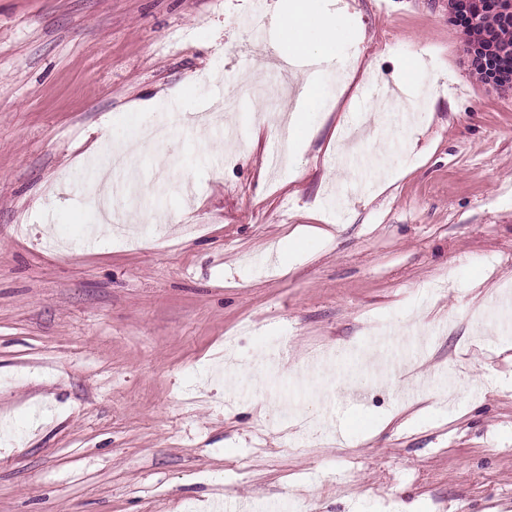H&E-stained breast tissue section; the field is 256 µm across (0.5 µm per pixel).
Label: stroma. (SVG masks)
<instances>
[{
	"label": "stroma",
	"instance_id": "1",
	"mask_svg": "<svg viewBox=\"0 0 512 512\" xmlns=\"http://www.w3.org/2000/svg\"><path fill=\"white\" fill-rule=\"evenodd\" d=\"M317 5L279 171V0H0V512H512V89L441 0ZM159 128L105 230L87 157ZM307 74L300 88L301 109L290 113L287 130L280 132V139L283 143L289 142L292 145L302 141L311 133V128L307 122L306 116L309 109L316 103L320 95V84L314 75Z\"/></svg>",
	"mask_w": 512,
	"mask_h": 512
}]
</instances>
